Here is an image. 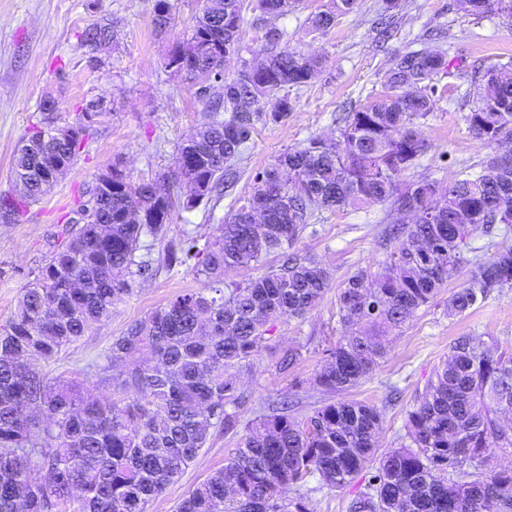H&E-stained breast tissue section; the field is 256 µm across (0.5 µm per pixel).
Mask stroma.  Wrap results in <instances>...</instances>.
Here are the masks:
<instances>
[{
	"label": "stroma",
	"mask_w": 512,
	"mask_h": 512,
	"mask_svg": "<svg viewBox=\"0 0 512 512\" xmlns=\"http://www.w3.org/2000/svg\"><path fill=\"white\" fill-rule=\"evenodd\" d=\"M169 2L170 24L160 34L152 24L156 0H0V194L18 190L12 157L30 128L75 126L83 122L89 102L103 104L74 165L59 175L50 192L21 216L0 219V324L14 312L44 257L59 245L63 225L87 200L101 173L117 163L132 181L157 178L172 170L178 145L199 128L204 104L195 86L166 62L173 46L189 38L204 0ZM326 3L300 0L277 18L244 10L239 49L224 65L226 77L264 57V35L272 26L283 33L280 48L320 56L319 73L308 86L289 89L293 110L287 119L257 122L239 162L241 179L235 190L206 206L175 208L165 239L146 240L156 275L136 285L111 317L93 324L63 351L54 373L96 382L92 365L103 361L114 336L176 295L202 288L190 268L165 266L168 240L185 234L212 238L235 213L238 198L250 192L258 171L309 138H336L339 113L385 95V75L399 53L439 49L450 62L449 73L434 80L436 105L422 124L429 148L406 172V180L448 184L462 172L477 171L489 155V147L468 128L466 116L474 100L466 91L474 69L512 65L511 18L467 16L456 10L454 0H401L390 11L383 0H357L354 10L326 34L310 33L309 17ZM105 19L112 22V39L104 49L92 50L82 43V34ZM46 99L56 101V111H41ZM391 220L388 205L374 204L324 212L301 233L296 250L327 270L330 286L304 317L278 322L268 346L242 372L240 384L248 401L237 411L241 422L253 419L268 400L291 391L299 393L303 413L320 400L313 378L324 363L325 349L341 332L336 295L357 270L377 268L383 261L392 247L385 239ZM467 278L464 270L451 273L446 292L396 331L388 357L353 391V398L382 412L379 453L396 448L407 411L457 336L494 340L512 349V288L492 292L462 315H449L448 295ZM292 348L301 350V359L291 369H281L282 356ZM238 440L235 433L213 430L195 461L150 503L148 512H175L195 486L223 468Z\"/></svg>",
	"instance_id": "stroma-1"
}]
</instances>
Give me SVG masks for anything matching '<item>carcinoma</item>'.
<instances>
[{"mask_svg": "<svg viewBox=\"0 0 512 512\" xmlns=\"http://www.w3.org/2000/svg\"><path fill=\"white\" fill-rule=\"evenodd\" d=\"M357 0H330L310 18L323 34L353 11ZM245 0H207L188 44L176 47L167 67L192 85L222 66L238 48ZM297 0H255L278 17ZM472 16L512 14V0H456ZM111 26L98 24L83 41L110 43ZM319 59L285 49L232 79L212 80L198 93L205 122L180 146L168 188L135 183L112 167V191L82 224L69 222L62 242L38 269L4 325H0V512H147L151 501L179 477L204 448L214 428L228 433L239 420L240 370L270 341L275 322L302 317L329 288V274L294 251L300 233L322 211H348L388 203L396 211H438L391 229L393 248L375 272L360 269L337 295L340 336L324 350L313 385L326 394L349 391L385 359L393 331L415 319L447 286L448 271L467 268L466 286L448 298V315H461L499 288H512V248L480 255L479 235L512 232V173L496 155L446 188L407 181L404 174L428 150L421 120L433 111L434 77L447 68L438 50L395 57L385 76L387 93L339 121V139L312 137L279 155L254 176L248 206H239L219 233L198 245L185 236L169 245V264H190L202 288L180 294L131 324L112 340L98 383L54 375L46 367L133 292L149 263L142 239L166 236L171 213L211 199L239 179L238 160L255 132L264 99L277 97L270 120L288 117L286 90L308 85ZM485 102L466 121L489 147L512 138V66H491L474 81ZM85 126L73 142L33 130L30 147L13 158L14 176L30 171L16 196L0 208L15 216L53 187L74 164ZM301 182L304 195L282 198L279 167ZM265 223H251V212ZM278 253L282 263L238 283L224 274L261 267ZM121 369L114 373L116 365ZM298 394L262 407L225 460L183 499L176 512H310L312 478L342 489L371 466L374 475L348 512H512V465L488 467L496 453H512V352L468 335L450 345L448 360L423 388L405 418L404 442L375 458L381 411L358 400L323 402L297 414ZM295 497L285 496L287 489Z\"/></svg>", "mask_w": 512, "mask_h": 512, "instance_id": "obj_1", "label": "carcinoma"}]
</instances>
